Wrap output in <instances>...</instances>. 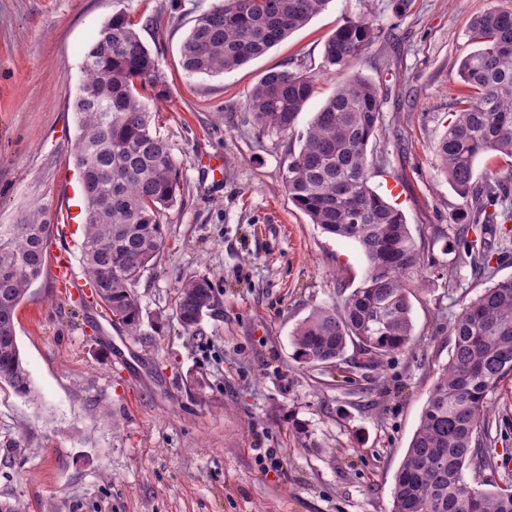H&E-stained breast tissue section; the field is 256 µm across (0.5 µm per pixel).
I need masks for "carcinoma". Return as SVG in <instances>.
<instances>
[{"instance_id": "1", "label": "carcinoma", "mask_w": 512, "mask_h": 512, "mask_svg": "<svg viewBox=\"0 0 512 512\" xmlns=\"http://www.w3.org/2000/svg\"><path fill=\"white\" fill-rule=\"evenodd\" d=\"M330 0H224L200 15L181 47L191 74L228 73L264 54L303 27ZM378 37L366 15L349 19L326 40L323 67L346 79L330 95L291 154L284 184L291 202L323 232L357 244L366 261L361 284L332 308L313 310L292 333L296 360L328 365L353 344L372 363L407 349L414 340L411 274L421 246L403 212L369 185L368 146L381 123L377 88L351 72ZM476 49L458 69L467 93L435 148L438 165L468 200L464 223L476 238L463 241L471 266L489 269L487 238L512 211L498 210L502 185L474 182L475 162L488 153L512 157V10L489 9L473 18ZM81 89L73 110L79 134L73 148L85 198L81 260L99 300L132 336L142 309L134 286L163 250V215L176 199L179 171L141 92L168 96L158 60L122 13L112 16L84 53ZM307 61L267 73L250 90L246 110L261 128L292 132L316 94ZM53 225L34 213L22 224H0V383L24 397L33 393L23 366L15 312L42 276ZM215 285L202 276L179 287L176 320L184 334L201 335L214 306ZM448 363L422 410L419 426L395 477L391 512H512V486L481 488L495 466L489 393L512 377V278L485 287L456 317ZM473 474V481L466 473Z\"/></svg>"}]
</instances>
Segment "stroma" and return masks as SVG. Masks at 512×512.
I'll list each match as a JSON object with an SVG mask.
<instances>
[{
	"label": "stroma",
	"mask_w": 512,
	"mask_h": 512,
	"mask_svg": "<svg viewBox=\"0 0 512 512\" xmlns=\"http://www.w3.org/2000/svg\"><path fill=\"white\" fill-rule=\"evenodd\" d=\"M221 0H0V224L33 210L67 221L79 251L84 204L72 148L83 56L117 13L158 58L169 97L156 127L172 149L180 191L166 241L135 286L142 338L98 324L50 275L15 314L35 389L0 384V499L27 512H390L395 476L451 349L455 317L491 281L512 278V223L491 274L472 271L449 233L464 201L434 147L457 109L468 27L512 0H330L303 28L228 74H188L181 45ZM366 15L381 35L354 70L378 89L381 124L368 146L369 185L387 194L421 239L410 297L416 342L366 364L355 346L329 367H302L292 332L313 309L339 304L366 263L293 205L282 174L341 77L323 45ZM305 58L318 92L295 133L263 131L246 96L268 72ZM389 194V193H388ZM208 277L216 300L202 335L175 318L178 286ZM498 466L512 483V389L488 396Z\"/></svg>",
	"instance_id": "1"
}]
</instances>
